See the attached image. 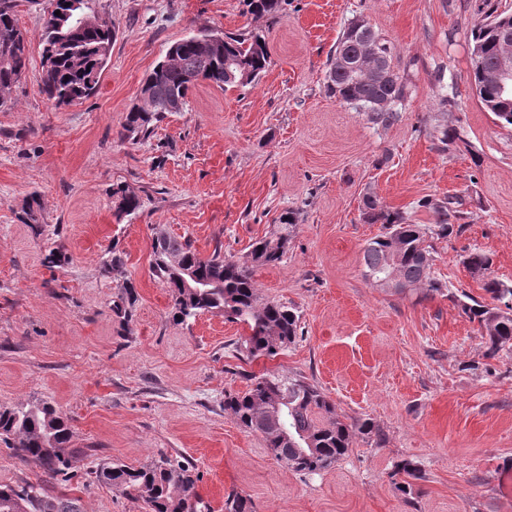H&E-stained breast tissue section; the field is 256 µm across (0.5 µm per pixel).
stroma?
Masks as SVG:
<instances>
[{
  "mask_svg": "<svg viewBox=\"0 0 512 512\" xmlns=\"http://www.w3.org/2000/svg\"><path fill=\"white\" fill-rule=\"evenodd\" d=\"M46 6L18 8L30 61L0 109V406L47 401L68 417L80 454L51 493L78 512H146L93 473L167 454L195 464L209 512H224L233 490L254 512H512V352L486 358L478 324L449 299L485 296L462 263L470 251L512 283V129L470 76L480 0H287L260 19L243 0H93L117 36L96 91L63 107L39 92ZM355 18L396 47L406 98L386 128L325 88ZM201 26L265 31L267 71L245 87L198 83L149 139H121L143 76ZM448 123L464 140L443 152ZM120 186L139 196L134 214H117ZM368 192L415 224L433 221L419 199L462 198L467 229L431 241L447 295L420 301L365 279L363 249L382 231L361 217ZM33 193L36 226L20 219ZM288 209L298 225L286 254L253 277L261 301L298 309L301 339L246 363L232 348L246 326L216 312L172 321L171 292L150 271L156 229L244 262ZM114 246L126 254L119 272L104 266ZM54 248L62 261L51 266ZM126 279L138 297L127 328L112 311ZM249 373L304 377L342 420L376 432L321 475L290 471L224 409ZM404 459L422 473L409 497L392 478Z\"/></svg>",
  "mask_w": 512,
  "mask_h": 512,
  "instance_id": "obj_1",
  "label": "stroma"
}]
</instances>
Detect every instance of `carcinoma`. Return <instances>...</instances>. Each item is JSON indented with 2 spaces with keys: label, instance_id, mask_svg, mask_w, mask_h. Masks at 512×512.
<instances>
[{
  "label": "carcinoma",
  "instance_id": "carcinoma-1",
  "mask_svg": "<svg viewBox=\"0 0 512 512\" xmlns=\"http://www.w3.org/2000/svg\"><path fill=\"white\" fill-rule=\"evenodd\" d=\"M21 0H0V90L12 89L25 73L29 59L26 35L20 29L17 8ZM89 0H49L40 37L42 75L39 89L56 106H70L91 95L107 67L114 32L106 21L98 25H80L88 14ZM247 12L256 17L275 16L282 11L284 0H244ZM489 5L484 18L471 30V42L480 47L478 58L470 59L472 87L485 108L503 127L512 128V96H504L485 78L495 63L501 43L512 40V13ZM68 14L65 23L57 22ZM211 29L202 27L172 44L164 59L148 72L142 86L149 92L147 108L138 112L128 109L120 135L126 139H146L158 123L182 111L191 88L207 81L220 89L235 87L229 80L226 63L241 66L258 80L268 65L265 36L255 32L247 38L224 36L223 47H210L204 41ZM374 44L391 60L394 47L373 28L352 34L346 26L331 51L326 72L327 92L341 104L363 113L374 126L388 127L399 121L397 106L406 97L402 79L393 83L372 80L367 74L372 60L364 54ZM344 52L356 64L360 74L353 77L333 66L337 52ZM462 139L460 127L447 125L440 130L439 149ZM117 212L131 214L140 207L138 195L124 188L114 190ZM362 219L367 224L382 225L383 232L367 244L363 253L364 276L376 287L391 288L397 293L408 291L424 300L443 293L444 286L431 276L433 258L425 237H447L463 233L467 224L462 201L455 196L426 198L419 206L429 209L434 224H412L400 211H391L372 193L362 198ZM39 197L29 196L22 207L25 224L39 223ZM297 227V213L286 211L272 239L252 245L250 261L275 266L285 255L288 242ZM151 273L170 288L172 319L178 323L205 312H217L250 330L235 345L236 354L248 358L275 356L303 335L300 315L273 301L259 299L252 270L244 263L224 257L221 247L204 258L185 236L158 231L152 239ZM462 264L474 277L482 279L483 291L490 302L484 303L463 293L453 302L471 321L479 324L486 346V356L495 357L512 348V283L486 275L492 266L489 255L472 252ZM137 301L134 285H119L118 301L112 311L129 322ZM243 392L224 393V409L248 431L261 434L275 457L291 471L318 475L333 467L353 447L355 433L370 434L373 427L364 422L354 428L345 423L335 407L313 384L301 378L263 374L248 375ZM72 430L68 419L48 402L19 404L0 408V439L21 460L32 463L57 483L72 478L77 450L70 447ZM100 484L110 485L126 496L142 500L148 512H202L206 508L196 491L195 466L182 457H162L139 467L114 464L94 471ZM399 478L396 488L404 495L413 493V481L421 471L410 460L395 466ZM0 512H74L70 502L48 493L42 482L23 481L0 485ZM224 512H253L251 499L230 493L224 500Z\"/></svg>",
  "mask_w": 512,
  "mask_h": 512
}]
</instances>
